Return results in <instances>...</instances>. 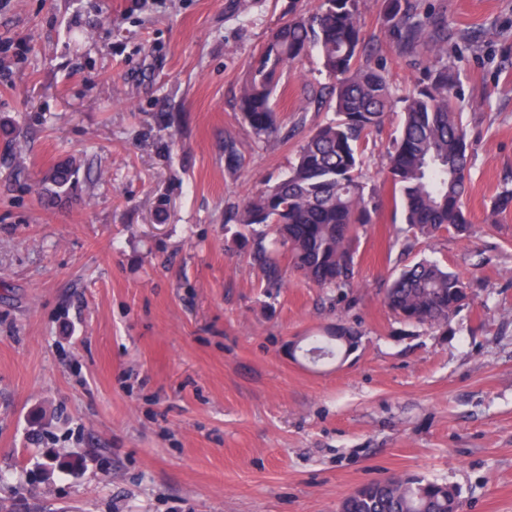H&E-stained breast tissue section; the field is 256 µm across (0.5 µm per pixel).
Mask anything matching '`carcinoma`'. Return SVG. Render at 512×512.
<instances>
[{"mask_svg": "<svg viewBox=\"0 0 512 512\" xmlns=\"http://www.w3.org/2000/svg\"><path fill=\"white\" fill-rule=\"evenodd\" d=\"M360 0H318L294 14L270 36L249 63L239 109L258 137L278 132L272 98L288 68L315 51L333 80L327 96L334 117L299 147L288 176L265 183L239 212L245 228L262 225L287 247L294 271L321 288L342 291L356 285L354 255L359 232L374 222L376 206L366 197L362 145L388 113L399 111L402 125L387 154L388 177L406 227L402 248L421 238L452 232L467 237L472 222L461 199L471 163L468 131L456 106L457 71L446 62L445 35L428 30L410 0H387L396 20L398 47L412 50L425 36L435 42L442 63L430 69L412 92L397 97L381 69L360 64L370 43L360 22ZM73 163L58 164L43 183V196L56 201L75 183ZM512 210V188L492 203L489 220ZM255 259L270 287L281 282L273 253L258 245ZM463 278L436 261L422 260L399 271L384 293V305L402 322L427 325L448 334L462 308ZM341 338L314 339L305 349L313 361H333L356 345V333L338 326ZM345 512H460L458 492L418 475L389 476L363 486L341 504Z\"/></svg>", "mask_w": 512, "mask_h": 512, "instance_id": "cac0c4a2", "label": "carcinoma"}]
</instances>
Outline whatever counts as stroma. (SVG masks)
Segmentation results:
<instances>
[{"instance_id":"stroma-1","label":"stroma","mask_w":512,"mask_h":512,"mask_svg":"<svg viewBox=\"0 0 512 512\" xmlns=\"http://www.w3.org/2000/svg\"><path fill=\"white\" fill-rule=\"evenodd\" d=\"M448 36L473 143L474 232L396 244L390 114L362 154L380 193L341 294L278 259L268 287L235 213L287 176L333 116L317 55L285 76L278 132L239 96L271 33L314 0H0V506L9 512H337L420 474L462 512H512V0H412ZM364 33L398 95L434 63L397 47L384 0ZM78 169L66 201L38 184ZM440 261L470 285L448 335L384 306L393 274ZM347 359L294 356L340 322ZM70 464L42 478L49 449Z\"/></svg>"}]
</instances>
